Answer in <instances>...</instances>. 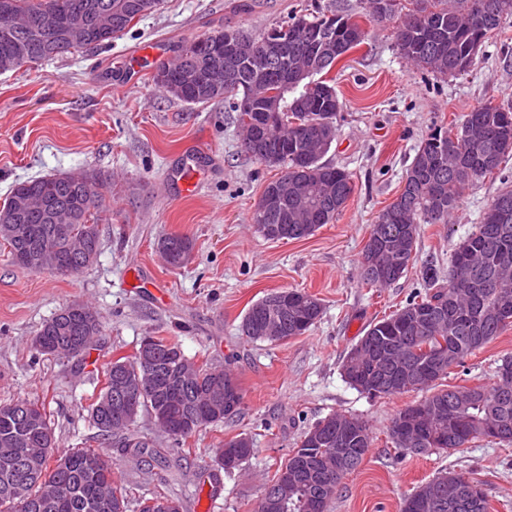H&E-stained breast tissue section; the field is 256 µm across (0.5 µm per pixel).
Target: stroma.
<instances>
[{"label":"stroma","instance_id":"obj_1","mask_svg":"<svg viewBox=\"0 0 512 512\" xmlns=\"http://www.w3.org/2000/svg\"><path fill=\"white\" fill-rule=\"evenodd\" d=\"M352 16L367 39L329 71L342 104L326 163L345 168L355 191L336 222L302 240L272 241L251 222L275 169L246 155L236 114L224 100L187 104L152 81L182 42L224 28L258 33L312 2ZM366 0H163L108 44L0 74V204L16 184L37 176L105 174V213L96 261L76 274L34 272L0 243V404L43 403L60 450L91 448L112 465L130 502L180 499L184 512H257L263 487L306 431L333 412L365 421L372 446L346 476L329 512H400L403 499L442 471L481 481L491 512H512V444L484 440L461 451L414 453L394 447L395 414L420 392L371 397L341 375L344 356L374 321L424 289L423 270L447 277L451 254L480 223L495 196L512 189V161L501 177L464 191L450 223L425 224L415 263L397 283L369 288L359 262L378 213L397 197L421 140L461 122L474 108L512 107V15L480 47L474 65L442 78L402 59L395 22L365 17ZM193 241L189 261L168 265L158 242ZM321 299L311 330L280 342L242 336L248 307L275 290ZM86 304L102 330L87 353H39L33 338L63 307ZM178 341L197 365L232 366L241 412L197 430L179 445L147 412L129 430L101 434L88 410L105 370L132 357L144 337ZM512 357V328L469 356L449 385L495 386ZM250 437L254 453L224 472L215 450ZM147 442L162 460L143 473L128 439Z\"/></svg>","mask_w":512,"mask_h":512}]
</instances>
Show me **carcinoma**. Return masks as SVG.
Here are the masks:
<instances>
[{"label": "carcinoma", "instance_id": "carcinoma-1", "mask_svg": "<svg viewBox=\"0 0 512 512\" xmlns=\"http://www.w3.org/2000/svg\"><path fill=\"white\" fill-rule=\"evenodd\" d=\"M496 12L477 19L473 0H418V6L403 12L396 26V47L402 58L419 69L441 77H455L469 70L462 65L465 49L477 24L486 36L501 29L502 18L512 14V0H494ZM161 0H12L8 16H0V73L51 60L79 51L83 45L67 37L61 26L48 23L78 11H99L110 26L98 38L109 43L137 19L159 9ZM292 37L288 69L314 66L315 88H292L280 99L285 122L269 123L274 113L263 99L256 110L239 116L243 150L268 167L269 147L280 148L278 176L265 190L275 191L288 183V197L267 213L263 221L252 216L278 240H301L325 224L334 223L351 199L355 184L345 169L322 162L336 136V113L325 109L334 86L320 78L336 60L319 64L318 42L324 31L340 25L358 26L330 6L287 21ZM224 31L217 30L178 46L176 60L158 68L153 82L165 93L188 104L218 99L210 78L224 74ZM512 157V110L483 105L469 112L463 123L440 128L423 139L406 169L395 211L385 207L372 225L371 235L384 249L385 262L370 267V247L360 261L363 284L381 288L404 277L414 262L421 224H447L458 208L464 187L480 179L501 174V166ZM100 176L91 169L79 177L55 175L35 177L19 183L0 206V239L9 247L15 263L35 272L64 273L77 260L86 268L100 252L99 221L102 196L89 191L86 178ZM71 217L72 237L55 236L46 251L41 243L55 224L54 214ZM160 250L168 264L184 265L193 248L192 240L179 234L164 237ZM466 262V276L453 287L440 282L437 272H424L429 292L411 297L393 313L369 325L365 334L343 360L342 376L357 391L369 396H395L425 391L418 402L423 408L413 426L394 436V425L409 410L401 409L391 422L389 436L397 448L416 453L457 451L476 439L485 438L484 426L493 419L499 425L496 443H512V386H453L437 388L449 370L461 367L475 351L491 343L512 327V214L502 218L488 207L480 224L451 256L448 277ZM265 295L245 312L240 331L256 341L278 342L300 336L321 319L319 298L301 290H290L283 311L267 317ZM93 331L85 328L83 312L68 305L46 321L37 336L46 338L54 355H79L89 349ZM436 360L442 373L416 383L424 365ZM185 361L176 343L155 339L152 350L133 358L113 361L106 369L105 386L92 404L90 416L102 433L114 432L134 418L113 406L100 408L113 398L115 379H132L151 372L152 386L142 396L139 410L164 419L162 430L173 440L183 441L208 425L222 423L241 410L243 392L234 398V409L224 412V375L228 368L201 367L182 376ZM372 445L369 427L359 418L332 413L318 421L303 436L291 455L280 464L264 487L257 512L265 509L269 490L284 488L287 512H328L342 480L362 463ZM44 405L18 400L0 405V508L4 512H127L126 490L97 467L106 462L91 449L57 452ZM235 449L239 468L253 454L252 440L243 435L224 439V449ZM484 484L454 471L439 473L420 484L402 502L401 512H490L488 493L477 502L451 494L448 480ZM139 512H183L180 499L155 496L139 503Z\"/></svg>", "mask_w": 512, "mask_h": 512}]
</instances>
